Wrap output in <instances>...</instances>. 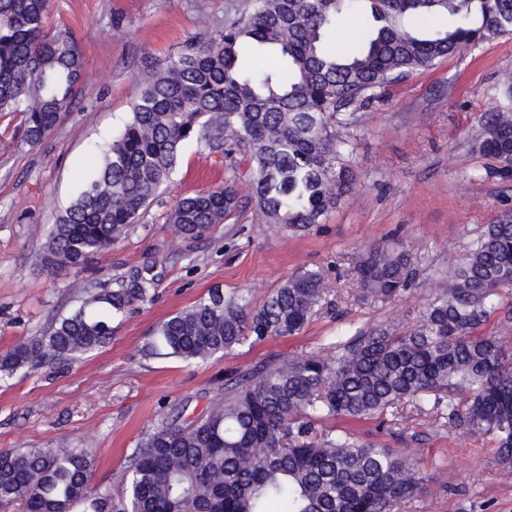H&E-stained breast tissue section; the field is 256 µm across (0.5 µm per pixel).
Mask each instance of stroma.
<instances>
[{"instance_id":"obj_1","label":"stroma","mask_w":512,"mask_h":512,"mask_svg":"<svg viewBox=\"0 0 512 512\" xmlns=\"http://www.w3.org/2000/svg\"><path fill=\"white\" fill-rule=\"evenodd\" d=\"M244 0H50L49 31L70 30L89 79L61 123L37 146L22 117L0 114V354L77 310L101 289L151 269L154 294L113 319L112 340L68 369L0 378L1 448H79L112 488L137 441L164 418L186 423L224 398L227 384L271 359L318 354L357 328L416 324L448 285L483 225L512 213V174L479 153L486 112H512V35L468 47L387 87L336 133L354 144L357 181L320 224L294 232L254 206L195 241L174 239L173 203L223 185L226 163L184 145L176 172L142 223L83 269L43 267L46 234L91 172L95 152L129 117L145 64L178 52L200 13L224 20ZM388 243L409 250L417 276L389 302L362 300L356 259ZM323 275L322 308L301 333L242 345L204 361L149 354L160 322L217 291L253 305L297 272ZM402 435L371 419L347 423L420 464L426 479L406 512H512V471L488 440L448 432L430 412L406 409ZM420 434L414 442L412 434Z\"/></svg>"}]
</instances>
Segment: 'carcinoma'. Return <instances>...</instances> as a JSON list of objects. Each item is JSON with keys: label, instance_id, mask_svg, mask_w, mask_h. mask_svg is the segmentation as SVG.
<instances>
[{"label": "carcinoma", "instance_id": "1", "mask_svg": "<svg viewBox=\"0 0 512 512\" xmlns=\"http://www.w3.org/2000/svg\"><path fill=\"white\" fill-rule=\"evenodd\" d=\"M365 15L353 44L330 51L327 29ZM512 35V0H249L219 27L201 19L188 39L140 85L120 135L98 170L51 225L42 263L79 267L107 253L138 223L174 174L190 142L230 158L249 157L250 197L271 224L304 231L356 183L353 143L337 138L339 116L412 73L459 50ZM273 51L277 69L244 72L240 48ZM84 83L82 55L68 30L46 29V0H0V112L24 116L35 146L60 123ZM478 149L512 170V113L480 116ZM224 185L176 201L175 237L199 239L243 210L234 165ZM415 259L375 246L360 259L363 299L406 290ZM321 275L302 270L259 306L213 292L156 329L153 350L206 360L245 343L299 333L322 298ZM138 276L91 296L71 315L0 356V373L35 371L107 344L109 319L150 298ZM512 218L484 225L448 290L402 331L355 330L324 355H300L243 374L226 398L187 425L163 419L144 434L120 471L112 512H395L424 476L395 450L324 423L431 405L461 435L495 442L512 469V340L482 334L500 317L512 327ZM95 463L77 448L0 449V508L106 512L109 492L93 485Z\"/></svg>", "mask_w": 512, "mask_h": 512}]
</instances>
